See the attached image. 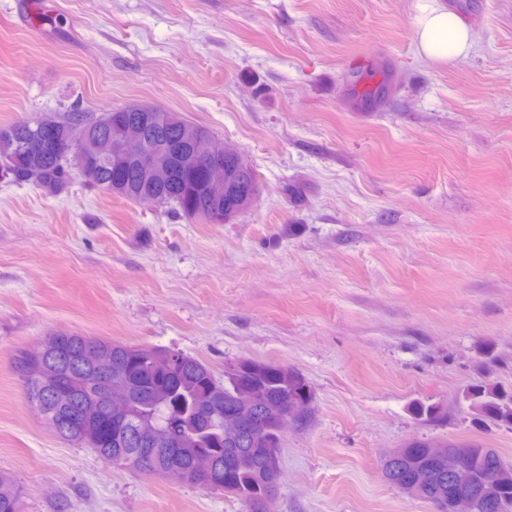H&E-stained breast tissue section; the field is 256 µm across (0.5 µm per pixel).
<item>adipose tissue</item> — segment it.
Here are the masks:
<instances>
[{
	"instance_id": "ef3b65f1",
	"label": "adipose tissue",
	"mask_w": 512,
	"mask_h": 512,
	"mask_svg": "<svg viewBox=\"0 0 512 512\" xmlns=\"http://www.w3.org/2000/svg\"><path fill=\"white\" fill-rule=\"evenodd\" d=\"M419 50L436 60L466 56L471 49L470 32L440 0H426L415 22Z\"/></svg>"
}]
</instances>
